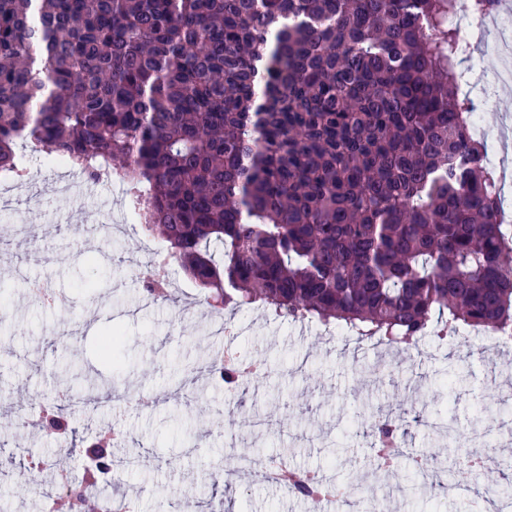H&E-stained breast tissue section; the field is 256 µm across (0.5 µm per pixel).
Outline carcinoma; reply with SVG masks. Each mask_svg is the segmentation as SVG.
<instances>
[{"label":"carcinoma","instance_id":"1","mask_svg":"<svg viewBox=\"0 0 512 512\" xmlns=\"http://www.w3.org/2000/svg\"><path fill=\"white\" fill-rule=\"evenodd\" d=\"M494 0H0V174L16 146L107 165L221 304L415 342L512 329V225L459 93L448 17ZM226 386L235 361L213 366ZM374 421L377 460L402 415ZM81 494L102 497L108 471ZM307 498L324 482L282 471Z\"/></svg>","mask_w":512,"mask_h":512}]
</instances>
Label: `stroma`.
Instances as JSON below:
<instances>
[{
	"instance_id": "obj_1",
	"label": "stroma",
	"mask_w": 512,
	"mask_h": 512,
	"mask_svg": "<svg viewBox=\"0 0 512 512\" xmlns=\"http://www.w3.org/2000/svg\"><path fill=\"white\" fill-rule=\"evenodd\" d=\"M482 128L494 139L496 165L512 167V136L501 138L503 120L512 121V85L500 88L479 112ZM34 182H9L5 211L38 223L23 237L12 223L0 222V281L10 287L9 319L0 333V507L5 512H36L41 485L27 461L56 456L75 477L84 473L85 454H64L62 440L32 428L23 417L30 400L57 387L74 394L69 413L83 445L107 428L119 427L123 441L115 457L134 452L138 465L124 470L120 498L134 512H159L164 501L186 495L198 512H328L325 505L292 494L287 487L255 482L219 483L216 474L239 470L237 458L259 453L284 460L289 468L318 470L338 480L361 476L373 485L368 437L359 435L354 415L363 400L387 407L420 393L430 412L454 402L464 431L474 418L497 431V452L488 466L494 474L512 467V385L492 373L483 353L484 334H469L451 350L433 337L421 338L406 352L376 354L368 346L320 323L291 325L287 316L249 305L223 311L243 330L233 345L199 331L198 319L213 318L200 301L201 288L178 263H171L170 300L143 307L145 291L129 264L144 261L150 235L136 231L87 243L85 226L100 223V205H126L125 194L103 184L88 200L52 192L57 178L43 158L27 154ZM37 280L63 296L64 307L33 304L28 283ZM115 329L122 334L121 363L104 360L99 343ZM232 353L240 360H262L265 371L246 389L241 408L226 412L229 394L201 369L215 357ZM260 420V431L238 425L225 432V414ZM348 448L344 459L333 445ZM405 453L454 464L456 480L468 483V447L448 448L426 432L407 429ZM390 512H494V500L418 494L385 498Z\"/></svg>"
}]
</instances>
